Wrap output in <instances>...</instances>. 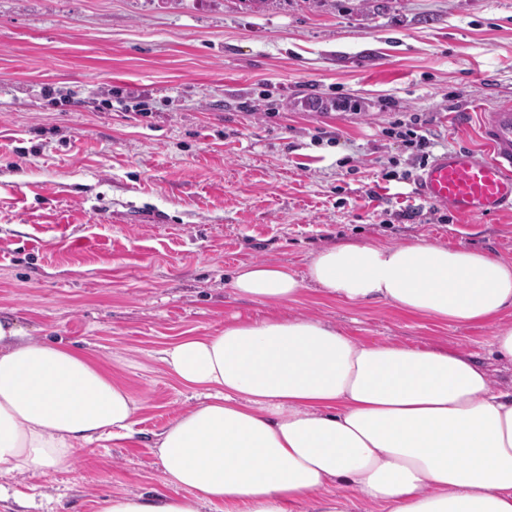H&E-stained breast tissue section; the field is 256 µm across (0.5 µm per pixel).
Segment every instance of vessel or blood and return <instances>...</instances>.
<instances>
[{"mask_svg":"<svg viewBox=\"0 0 512 512\" xmlns=\"http://www.w3.org/2000/svg\"><path fill=\"white\" fill-rule=\"evenodd\" d=\"M484 155L458 149L435 155L414 179L417 195L463 216L512 209V107L485 113Z\"/></svg>","mask_w":512,"mask_h":512,"instance_id":"vessel-or-blood-1","label":"vessel or blood"}]
</instances>
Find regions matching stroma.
<instances>
[{"label":"stroma","instance_id":"obj_1","mask_svg":"<svg viewBox=\"0 0 512 512\" xmlns=\"http://www.w3.org/2000/svg\"><path fill=\"white\" fill-rule=\"evenodd\" d=\"M132 91L144 111L127 108ZM509 104L512 0H0V315L91 354L139 406L130 439L0 473L33 501L0 512H99L106 497L163 490L155 441L197 399L159 352L237 317L443 344L512 388L494 326L312 289L272 308L230 286L241 263L301 271L361 240L511 258L512 211L463 217L420 199L414 151L385 133L418 116L432 152L481 154L483 112Z\"/></svg>","mask_w":512,"mask_h":512}]
</instances>
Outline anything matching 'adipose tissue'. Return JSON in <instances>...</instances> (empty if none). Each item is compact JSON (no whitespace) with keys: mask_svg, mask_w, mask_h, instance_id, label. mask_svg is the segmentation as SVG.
<instances>
[{"mask_svg":"<svg viewBox=\"0 0 512 512\" xmlns=\"http://www.w3.org/2000/svg\"><path fill=\"white\" fill-rule=\"evenodd\" d=\"M235 293L277 307L307 287L441 323L497 326L512 362V259L425 238L324 248L304 272L243 263ZM201 401L159 434L166 492L100 512H512V391L472 355L345 335L314 317L237 320L160 352ZM138 406L91 357L0 316V472L61 467L80 447L134 434Z\"/></svg>","mask_w":512,"mask_h":512,"instance_id":"1","label":"adipose tissue"}]
</instances>
